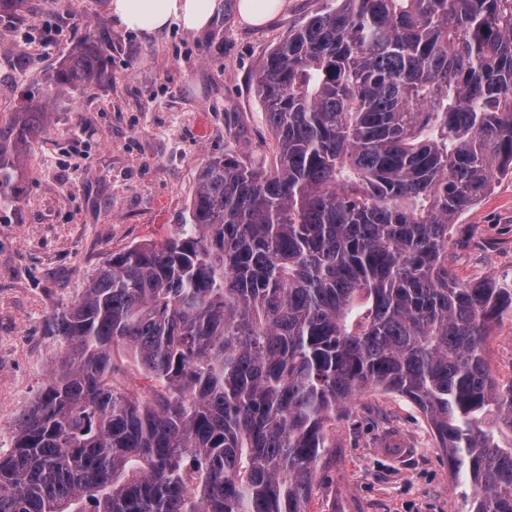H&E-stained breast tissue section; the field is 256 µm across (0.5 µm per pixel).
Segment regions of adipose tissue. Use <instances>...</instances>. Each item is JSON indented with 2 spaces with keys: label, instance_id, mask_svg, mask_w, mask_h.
<instances>
[{
  "label": "adipose tissue",
  "instance_id": "1",
  "mask_svg": "<svg viewBox=\"0 0 512 512\" xmlns=\"http://www.w3.org/2000/svg\"><path fill=\"white\" fill-rule=\"evenodd\" d=\"M224 9V0H109L110 15L121 28L157 35L171 26L205 30Z\"/></svg>",
  "mask_w": 512,
  "mask_h": 512
}]
</instances>
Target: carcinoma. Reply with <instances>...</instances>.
<instances>
[{
    "label": "carcinoma",
    "instance_id": "1",
    "mask_svg": "<svg viewBox=\"0 0 512 512\" xmlns=\"http://www.w3.org/2000/svg\"><path fill=\"white\" fill-rule=\"evenodd\" d=\"M101 55L0 113V201L49 104L110 81ZM257 91L273 168L209 159L179 223L49 318L63 356L13 417L0 512H309L369 389L424 413L470 512H512V381L483 356L512 284L448 270L449 225L512 175V0H336Z\"/></svg>",
    "mask_w": 512,
    "mask_h": 512
}]
</instances>
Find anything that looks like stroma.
I'll return each instance as SVG.
<instances>
[{"label": "stroma", "mask_w": 512, "mask_h": 512, "mask_svg": "<svg viewBox=\"0 0 512 512\" xmlns=\"http://www.w3.org/2000/svg\"><path fill=\"white\" fill-rule=\"evenodd\" d=\"M108 0H24L0 15V112L41 96L79 43L106 33L112 74L61 95L27 144L15 198L0 203V453L14 445L13 416L49 381L59 348L48 318L75 300L114 252L177 223L205 162L227 153L255 168L272 162L256 88L268 53L335 0H287L267 24L233 10L204 31L172 26L147 38L112 23ZM33 64L15 68L13 56ZM448 265L460 278L512 280V176L460 216ZM498 383L512 381V315L489 337ZM418 407L396 394L355 397L336 422V456L318 473L310 512H469Z\"/></svg>", "instance_id": "35a3bbf8"}]
</instances>
